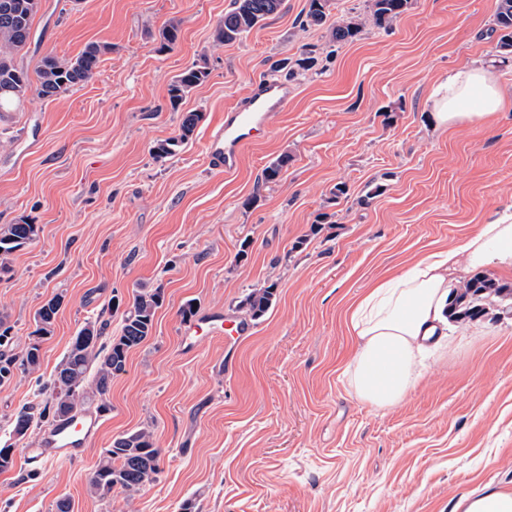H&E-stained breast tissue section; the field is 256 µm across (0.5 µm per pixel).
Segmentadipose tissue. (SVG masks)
Wrapping results in <instances>:
<instances>
[{"instance_id":"adipose-tissue-1","label":"adipose tissue","mask_w":512,"mask_h":512,"mask_svg":"<svg viewBox=\"0 0 512 512\" xmlns=\"http://www.w3.org/2000/svg\"><path fill=\"white\" fill-rule=\"evenodd\" d=\"M429 102L435 124H480L506 111L499 84L481 60L450 68ZM471 264L512 267V213L480 225L448 250L407 266L371 288L347 312L357 346L343 373L356 397L376 408L398 406L419 378L417 357L438 346L451 311V275L460 255ZM453 512H512V492L491 484L461 496Z\"/></svg>"}]
</instances>
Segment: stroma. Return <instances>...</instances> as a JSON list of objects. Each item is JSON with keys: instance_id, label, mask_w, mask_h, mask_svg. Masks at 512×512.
<instances>
[{"instance_id": "stroma-1", "label": "stroma", "mask_w": 512, "mask_h": 512, "mask_svg": "<svg viewBox=\"0 0 512 512\" xmlns=\"http://www.w3.org/2000/svg\"><path fill=\"white\" fill-rule=\"evenodd\" d=\"M230 5L41 0L24 69L91 42L112 51L88 82L0 120V225L39 228L0 280L15 351L31 342L36 311L64 297L38 374L0 386V426L87 321L110 311L106 333L116 336L137 291L162 287L164 303L113 380L90 447L34 461L25 449L43 431L16 443L0 512H56L62 497L71 512H177L188 498L197 512H452L484 484L512 490V315L500 301L456 325L442 355H424L396 407L364 404L340 376L356 345L344 319L352 300L512 208V111L444 130L429 110L433 85L474 59L494 62L512 100V61L499 58L491 31L498 0H411L388 27L374 24L367 0H333L320 26L300 25L307 0H284L220 45L214 32ZM352 16L360 37L333 42L332 24ZM172 19L179 39L164 50L159 32ZM306 48L317 64L295 75L266 135L235 171H212L208 129L255 80H284L273 64ZM201 59L208 81L172 108V79ZM187 112L200 115L191 141L155 157ZM284 154L278 182L265 183L264 168ZM271 284L276 299L247 336H202L183 349L185 303L239 321L244 296ZM147 424L164 454L157 480L131 497L92 498L87 476L101 449Z\"/></svg>"}]
</instances>
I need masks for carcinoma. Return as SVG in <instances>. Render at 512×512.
Listing matches in <instances>:
<instances>
[{"instance_id":"carcinoma-1","label":"carcinoma","mask_w":512,"mask_h":512,"mask_svg":"<svg viewBox=\"0 0 512 512\" xmlns=\"http://www.w3.org/2000/svg\"><path fill=\"white\" fill-rule=\"evenodd\" d=\"M282 0H232L224 12V20L215 29V41L230 44L249 33L265 17L275 13ZM40 0H0V117L12 108L22 105L30 95L50 99L78 86L96 73L100 59L112 52L108 43L91 42L74 58L43 57L35 76L15 64V56L25 49L34 16ZM410 5V0H371L374 24L385 26L397 20ZM331 0H308L305 19L301 23L321 25L325 22ZM363 24L351 17L336 21L332 36L338 42L354 40ZM492 31L499 33L497 51L502 57L512 55V0H499ZM160 49L171 50L179 38V23L172 20L160 31ZM210 76L207 63L196 62L176 75L169 85L172 107H177L187 93L205 83ZM199 115L188 113L180 124V133L158 144L153 153L157 157L174 154L192 138ZM289 157L282 155L264 170V180L275 182ZM37 236V226L25 220L0 225V280L12 273L8 261L16 250ZM275 285L256 288L241 300L239 309L253 320L264 316L275 297ZM451 308L454 322L464 324L488 314L487 301L498 298L512 302V285L502 284L483 274L474 277L452 291ZM161 287L143 290L134 295L124 313L122 332L103 339L107 323L87 322L73 337L69 350L54 374L40 382L39 393L28 405L19 409L9 421V434L17 439L44 425L64 423L77 415L84 405L97 403L101 412L109 410L106 399L112 379L126 372L129 353L152 336L157 310L163 305ZM62 297L55 296L37 311L35 316L36 341L22 353L12 352L11 327L0 317V385L11 381L15 372L33 373L39 369L40 345L38 339L50 334ZM162 451L155 446L153 429L142 426L114 440L110 447L100 451L99 462L90 473L87 483L89 495L100 501H109L118 494L133 496L156 481L161 472Z\"/></svg>"}]
</instances>
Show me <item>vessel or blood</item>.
Instances as JSON below:
<instances>
[{
	"label": "vessel or blood",
	"instance_id": "1",
	"mask_svg": "<svg viewBox=\"0 0 512 512\" xmlns=\"http://www.w3.org/2000/svg\"><path fill=\"white\" fill-rule=\"evenodd\" d=\"M294 91L287 84L275 81L259 82L246 100L227 110L222 122L213 126L206 138V158L211 170L234 171L244 150L262 135L275 112L283 110ZM250 326L244 322L227 323L223 311L214 310L185 323L181 329L183 348H191L199 336H244ZM96 421L92 418L74 420L48 430L44 448L31 449L34 457L43 456L45 448L75 456L87 448Z\"/></svg>",
	"mask_w": 512,
	"mask_h": 512
}]
</instances>
